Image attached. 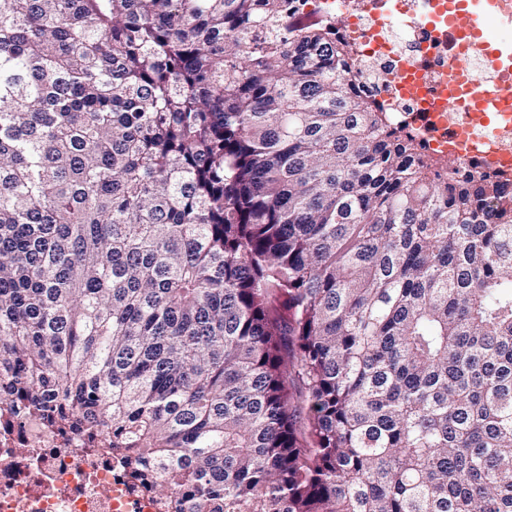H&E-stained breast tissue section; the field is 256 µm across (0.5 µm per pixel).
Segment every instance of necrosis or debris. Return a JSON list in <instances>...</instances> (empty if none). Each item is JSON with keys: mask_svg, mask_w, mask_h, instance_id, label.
Returning <instances> with one entry per match:
<instances>
[{"mask_svg": "<svg viewBox=\"0 0 512 512\" xmlns=\"http://www.w3.org/2000/svg\"><path fill=\"white\" fill-rule=\"evenodd\" d=\"M316 21L326 23L355 49L373 73L351 75L388 108L394 130L411 134L426 157L453 167L498 174L512 192V112L489 128L477 123L465 101L492 62L481 49H463L449 29L448 0H317ZM467 71L455 80L451 59ZM456 84L452 111L438 112L432 97ZM457 153H449V143ZM0 512H156L133 486L129 468L55 434L32 435L11 414L0 413Z\"/></svg>", "mask_w": 512, "mask_h": 512, "instance_id": "1", "label": "necrosis or debris"}]
</instances>
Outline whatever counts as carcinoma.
<instances>
[{
  "label": "carcinoma",
  "mask_w": 512,
  "mask_h": 512,
  "mask_svg": "<svg viewBox=\"0 0 512 512\" xmlns=\"http://www.w3.org/2000/svg\"><path fill=\"white\" fill-rule=\"evenodd\" d=\"M356 63L282 0H0V408L157 512H512V195Z\"/></svg>",
  "instance_id": "cac0c4a2"
}]
</instances>
